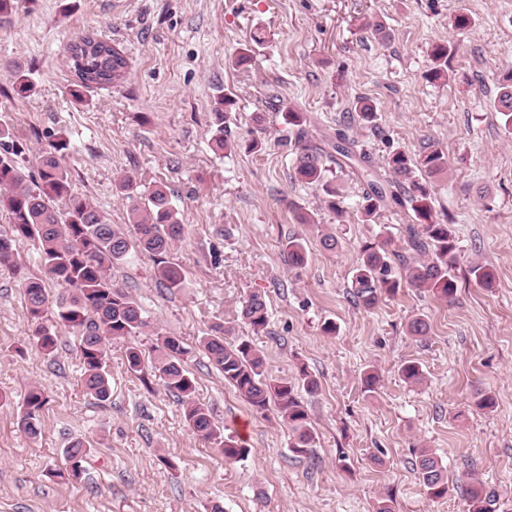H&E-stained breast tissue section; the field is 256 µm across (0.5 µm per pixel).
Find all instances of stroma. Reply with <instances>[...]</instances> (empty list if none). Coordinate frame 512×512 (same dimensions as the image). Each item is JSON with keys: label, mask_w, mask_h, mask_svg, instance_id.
Returning <instances> with one entry per match:
<instances>
[{"label": "stroma", "mask_w": 512, "mask_h": 512, "mask_svg": "<svg viewBox=\"0 0 512 512\" xmlns=\"http://www.w3.org/2000/svg\"><path fill=\"white\" fill-rule=\"evenodd\" d=\"M460 13L472 19L463 33L452 27ZM375 23L391 40L374 35ZM87 30L125 52L129 73L78 102L64 48ZM257 31L263 45L235 65ZM509 33L512 0H19L0 19V115L23 142L26 174L65 138L74 193L123 226L120 177L165 186L185 226L167 259L186 286L161 288L144 253L112 266L147 326L109 340L111 398L101 403L81 384L77 332L59 329L51 355L28 346L35 326L20 279L0 266V512H375L388 495L395 512H468L458 492L428 497L413 467L421 446L460 484L494 490L498 512H512V128L491 107L498 75L512 68ZM442 40L453 47L444 86L423 78ZM17 66L34 85L21 96ZM227 92L238 101L228 123L240 141L229 152L216 147L212 119ZM360 97L376 104V129L353 123ZM291 109L322 132L349 125L379 171L394 149L445 152L448 175L429 189L436 216L453 223L454 302L408 287L371 309L351 301L361 247H405L412 217L391 207L363 223L367 184L348 169L335 179L343 213L328 210L320 188L293 175L283 119ZM251 138L260 149L248 150ZM326 233L336 235L335 251L321 247ZM291 237L306 241L305 266L288 262ZM475 263L493 272V287L470 276ZM251 292L269 309L259 334L241 316ZM416 314L431 326L422 341L406 333ZM328 320L335 334L323 332ZM218 325L260 349L273 375L292 379L304 366L316 376L318 393L303 397L315 434L309 454L291 451L276 410L254 412L210 364L199 341ZM160 333L188 348L195 397L225 434L243 439V460L225 464L190 433L162 380L128 371L127 348L149 352ZM406 359L421 363L422 385L402 379ZM370 365L380 376L372 394L361 384ZM34 385L48 403L32 437L18 415ZM479 390L494 395L492 410L473 408ZM77 440L91 447L82 481L53 478Z\"/></svg>", "instance_id": "1"}]
</instances>
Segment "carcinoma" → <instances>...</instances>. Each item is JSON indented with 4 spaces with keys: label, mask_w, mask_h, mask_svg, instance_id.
Returning a JSON list of instances; mask_svg holds the SVG:
<instances>
[{
    "label": "carcinoma",
    "mask_w": 512,
    "mask_h": 512,
    "mask_svg": "<svg viewBox=\"0 0 512 512\" xmlns=\"http://www.w3.org/2000/svg\"><path fill=\"white\" fill-rule=\"evenodd\" d=\"M449 52L446 43L432 46L431 64L424 74L428 82L448 79ZM66 59L74 76L70 92L76 99L82 97L83 90L94 85L117 86L127 77L123 51L89 31L71 39L66 46ZM235 106L234 95L226 94L218 97L213 112L217 126L215 144L227 151L234 148L235 142L231 140V131L224 126V119ZM493 109L506 126H512V70L498 79ZM355 112L358 123L376 127L378 113L371 100L357 99ZM285 121L296 128L295 175L321 186L332 197L328 208L342 215L333 200L336 188L327 177L328 163L338 153L356 161L369 175L373 167L370 153L345 132L336 133L334 141H314L307 129L310 120L302 112H286ZM66 149L67 142L63 139L51 143L40 156L38 178L31 180L23 172L19 161L23 150L16 144L12 128L5 121L0 123V210H6L11 230V236L0 237V264L12 265L18 274L21 268L13 263L15 241L30 240L38 245L46 273L61 286V292L51 302L42 279L23 278L26 309L36 325L31 341L49 355L57 345L54 326L78 331L83 387L98 401L105 402L110 398L106 340L132 337L147 327L139 303L112 281L110 267L123 261L133 250L144 252L156 258V278L161 287L171 292L180 290L185 283L184 272L179 265L165 260V256L183 238L184 224L164 188L157 186L143 195L129 178L120 181L117 190L127 201L128 223L133 227L134 236H129L119 225L108 223L96 206L72 191L64 164ZM386 166L388 177L381 182L369 180V190L363 195L362 214L370 221L389 205L400 207L413 213L422 235L410 234L408 246L415 255L404 263L402 278L395 274L387 243L362 246L352 270L350 299L371 309L384 298L396 297L405 281L421 292L452 301L458 288L452 274L458 261L455 235L452 225L434 215L430 190L425 183L427 179L448 173L447 156L438 148L416 157L395 150L386 157ZM286 249L291 263L301 266L307 262L303 239L289 238ZM48 314L53 319L51 326L45 325ZM241 316L254 332L265 331L268 326L265 296L258 292L248 294L241 304ZM429 331V323L421 315L408 322V335L419 341L426 338ZM200 344L216 369L224 374V382L233 386L256 413H265L272 403L277 405L279 417L291 433V448L297 453L307 452L315 436L296 384H301L309 394L315 393L319 384L306 368L299 370L295 383L275 378L268 371L264 355L252 342H228L220 328L215 334L203 337ZM151 351L154 353L152 367L165 389L182 404L192 433L202 442L218 448L225 462L242 460L248 448L224 436V431L212 421L208 408L195 399V379L186 368L188 351L182 341L176 336L160 335ZM125 357L128 371L143 374L140 349L128 347ZM400 373L410 385H420L425 379L422 366L413 359L401 363ZM46 403L47 396L38 386L30 387L24 395L18 424L31 436L39 434ZM89 453L84 442L72 443L65 450V471L56 476L71 482L80 481L85 472L83 462ZM413 466L430 498H444L458 489L433 449H416ZM462 492L469 503V512H494L496 493L487 490L483 483L473 482Z\"/></svg>",
    "instance_id": "obj_1"
}]
</instances>
